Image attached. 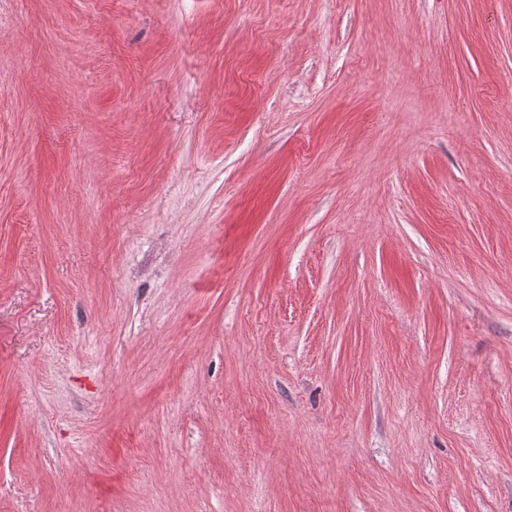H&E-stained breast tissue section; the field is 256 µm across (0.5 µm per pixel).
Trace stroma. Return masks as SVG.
Segmentation results:
<instances>
[{"mask_svg": "<svg viewBox=\"0 0 512 512\" xmlns=\"http://www.w3.org/2000/svg\"><path fill=\"white\" fill-rule=\"evenodd\" d=\"M0 512H512V0H0Z\"/></svg>", "mask_w": 512, "mask_h": 512, "instance_id": "1", "label": "stroma"}]
</instances>
